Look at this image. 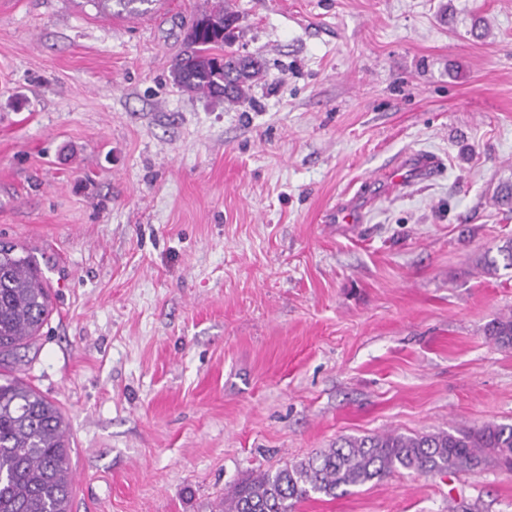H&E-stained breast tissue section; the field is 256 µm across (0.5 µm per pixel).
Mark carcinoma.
I'll return each mask as SVG.
<instances>
[{
  "instance_id": "1",
  "label": "carcinoma",
  "mask_w": 512,
  "mask_h": 512,
  "mask_svg": "<svg viewBox=\"0 0 512 512\" xmlns=\"http://www.w3.org/2000/svg\"><path fill=\"white\" fill-rule=\"evenodd\" d=\"M117 13L148 12L154 0H97ZM238 14L219 0L184 30V49L171 66L181 90L240 105L267 76L259 57L233 49ZM51 313V292L35 260L0 247V357L39 335ZM489 339L512 349V315L491 321ZM69 444L60 408L17 376L0 372V512H70ZM495 458L512 468V424L469 431L405 434L388 431L341 438L330 447L239 484L221 512H294L314 495L378 483L399 470L424 475L472 472Z\"/></svg>"
}]
</instances>
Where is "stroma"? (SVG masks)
I'll return each instance as SVG.
<instances>
[{
	"label": "stroma",
	"instance_id": "stroma-1",
	"mask_svg": "<svg viewBox=\"0 0 512 512\" xmlns=\"http://www.w3.org/2000/svg\"><path fill=\"white\" fill-rule=\"evenodd\" d=\"M265 81L178 89L183 26L0 0V242L53 311L9 370L61 409L72 512H220L346 436L512 422V0H230ZM489 24L476 38L473 23ZM436 169L392 193L400 157ZM512 512V471L401 470L296 512ZM486 334L497 347L512 349V315H503L491 321Z\"/></svg>",
	"mask_w": 512,
	"mask_h": 512
}]
</instances>
